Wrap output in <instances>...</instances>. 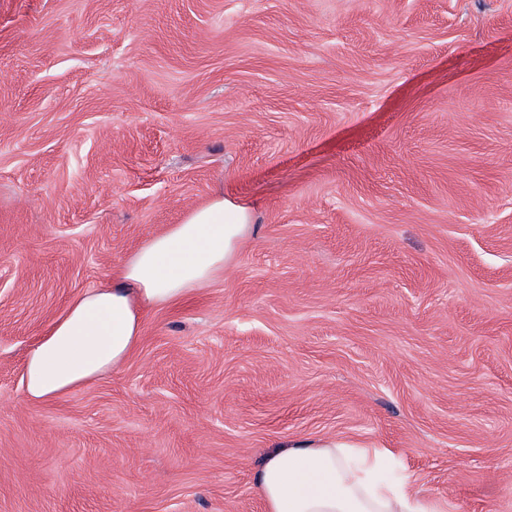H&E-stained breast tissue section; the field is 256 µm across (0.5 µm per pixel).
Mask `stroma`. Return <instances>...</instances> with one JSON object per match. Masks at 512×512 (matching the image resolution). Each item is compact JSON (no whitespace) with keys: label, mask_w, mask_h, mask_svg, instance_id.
I'll return each instance as SVG.
<instances>
[{"label":"stroma","mask_w":512,"mask_h":512,"mask_svg":"<svg viewBox=\"0 0 512 512\" xmlns=\"http://www.w3.org/2000/svg\"><path fill=\"white\" fill-rule=\"evenodd\" d=\"M219 190L233 266L30 402L50 322ZM292 436L512 512V0H0V512H266Z\"/></svg>","instance_id":"1"}]
</instances>
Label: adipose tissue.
<instances>
[{"instance_id": "adipose-tissue-1", "label": "adipose tissue", "mask_w": 512, "mask_h": 512, "mask_svg": "<svg viewBox=\"0 0 512 512\" xmlns=\"http://www.w3.org/2000/svg\"><path fill=\"white\" fill-rule=\"evenodd\" d=\"M251 227V210L218 192L150 237L107 281L70 301L30 348L23 366L29 399L63 396L121 367L141 341L146 312L222 276ZM391 456L333 438L281 440L254 484L266 512H438L411 491L408 476L385 478Z\"/></svg>"}]
</instances>
